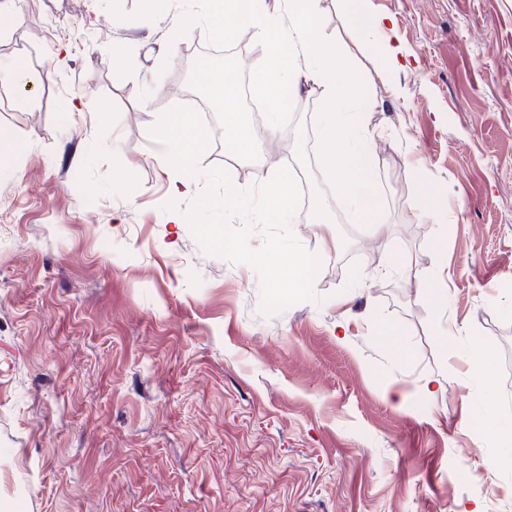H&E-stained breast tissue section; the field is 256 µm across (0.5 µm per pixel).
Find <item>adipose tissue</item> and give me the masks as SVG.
Returning <instances> with one entry per match:
<instances>
[{
	"label": "adipose tissue",
	"instance_id": "obj_1",
	"mask_svg": "<svg viewBox=\"0 0 512 512\" xmlns=\"http://www.w3.org/2000/svg\"><path fill=\"white\" fill-rule=\"evenodd\" d=\"M339 8L347 29L362 36L365 44L374 48L370 58L378 75L401 69L402 54L399 29L395 20L386 14L369 11L365 0H339ZM224 142L226 147L239 158L251 160L259 152L260 145L249 126L240 119L233 89H225L223 99ZM209 137L206 127L195 122L191 113H169L157 138L173 170L170 184L172 194L190 189L192 184L193 160L196 150Z\"/></svg>",
	"mask_w": 512,
	"mask_h": 512
}]
</instances>
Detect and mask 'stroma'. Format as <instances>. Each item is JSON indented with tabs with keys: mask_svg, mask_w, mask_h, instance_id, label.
I'll use <instances>...</instances> for the list:
<instances>
[{
	"mask_svg": "<svg viewBox=\"0 0 512 512\" xmlns=\"http://www.w3.org/2000/svg\"><path fill=\"white\" fill-rule=\"evenodd\" d=\"M367 4L396 20L409 63L367 77L378 224L323 174L314 95L275 138L254 126L252 162L211 135L172 197L156 131L185 111L168 82L197 79L187 50L207 38L178 35L186 0H10L0 62L45 80L0 83V512H512V0ZM214 167L239 188L301 174L315 204L291 226L320 259L313 299L264 315L254 268L168 222ZM420 170L437 215L415 203ZM404 267L445 282L442 311ZM477 344L488 390L467 374Z\"/></svg>",
	"mask_w": 512,
	"mask_h": 512,
	"instance_id": "obj_1",
	"label": "stroma"
}]
</instances>
